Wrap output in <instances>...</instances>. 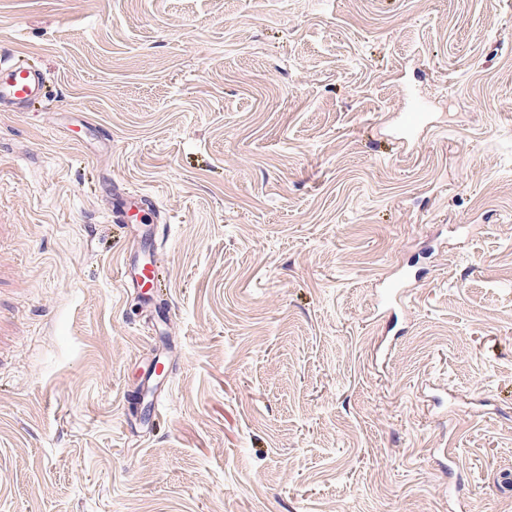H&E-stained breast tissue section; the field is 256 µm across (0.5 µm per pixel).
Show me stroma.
Returning <instances> with one entry per match:
<instances>
[{"instance_id":"1","label":"stroma","mask_w":512,"mask_h":512,"mask_svg":"<svg viewBox=\"0 0 512 512\" xmlns=\"http://www.w3.org/2000/svg\"><path fill=\"white\" fill-rule=\"evenodd\" d=\"M2 56L0 512H512V0H0ZM44 83L41 72L23 68L15 60L0 61V101L12 104L40 102ZM411 107L400 118L399 132L402 144H409L418 151L423 145V133L429 128L436 127L430 112H427L428 100L420 95L411 97ZM112 207V222L123 224L130 230L137 229L136 224H157L167 222V217L161 216L157 209H151L142 195L130 194L124 189L114 190ZM121 282L132 288H154L156 274L148 262H123L120 272Z\"/></svg>"}]
</instances>
